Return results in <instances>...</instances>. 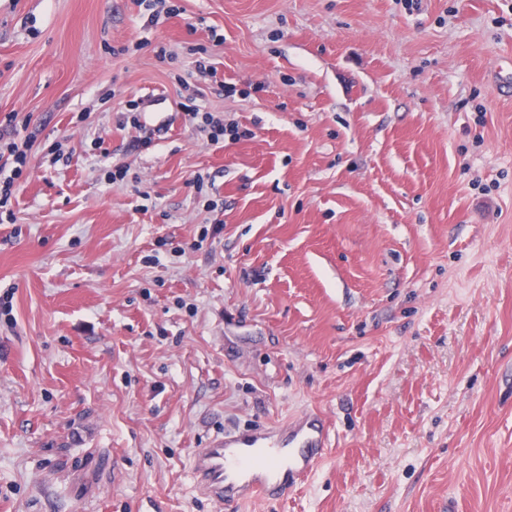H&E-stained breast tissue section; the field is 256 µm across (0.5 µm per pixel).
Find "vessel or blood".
Listing matches in <instances>:
<instances>
[{"instance_id": "obj_1", "label": "vessel or blood", "mask_w": 512, "mask_h": 512, "mask_svg": "<svg viewBox=\"0 0 512 512\" xmlns=\"http://www.w3.org/2000/svg\"><path fill=\"white\" fill-rule=\"evenodd\" d=\"M329 433L320 419L298 416L278 430L225 434L192 460L198 488L220 505L281 500L321 461Z\"/></svg>"}]
</instances>
